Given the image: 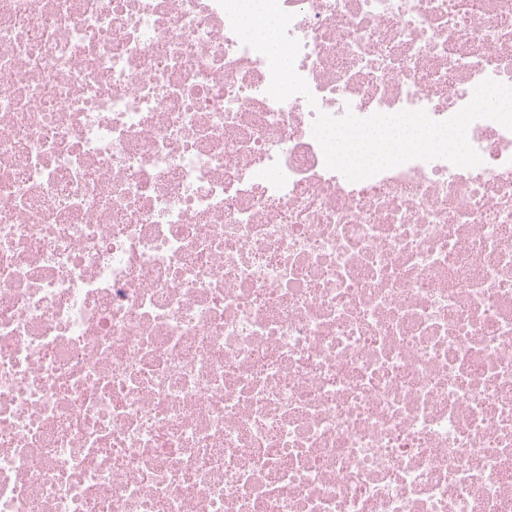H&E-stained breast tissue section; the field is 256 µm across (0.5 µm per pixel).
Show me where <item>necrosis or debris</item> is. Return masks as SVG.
I'll return each instance as SVG.
<instances>
[{
  "instance_id": "4bbe7bcc",
  "label": "necrosis or debris",
  "mask_w": 512,
  "mask_h": 512,
  "mask_svg": "<svg viewBox=\"0 0 512 512\" xmlns=\"http://www.w3.org/2000/svg\"><path fill=\"white\" fill-rule=\"evenodd\" d=\"M0 0V512H512V130L352 182L317 112L512 85V0Z\"/></svg>"
}]
</instances>
